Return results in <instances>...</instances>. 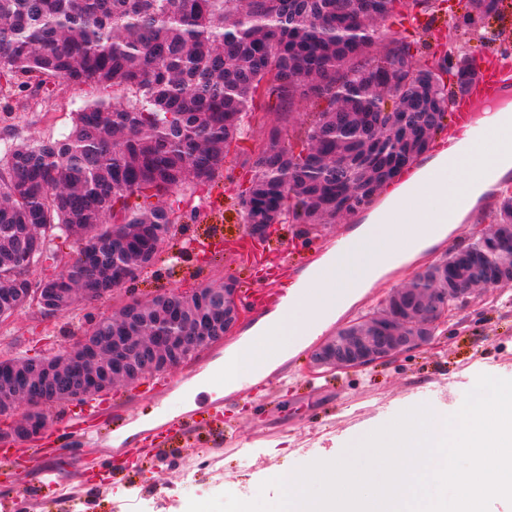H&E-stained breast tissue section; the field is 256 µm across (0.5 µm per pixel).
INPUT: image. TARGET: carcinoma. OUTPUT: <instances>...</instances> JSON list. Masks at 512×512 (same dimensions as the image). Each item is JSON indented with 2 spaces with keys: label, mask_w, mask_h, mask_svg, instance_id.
<instances>
[{
  "label": "carcinoma",
  "mask_w": 512,
  "mask_h": 512,
  "mask_svg": "<svg viewBox=\"0 0 512 512\" xmlns=\"http://www.w3.org/2000/svg\"><path fill=\"white\" fill-rule=\"evenodd\" d=\"M450 26L453 44L422 64L411 44L385 30L396 0H0V84L39 87L52 80L97 94L75 113L69 134L14 147L0 166V322L23 308L31 281L16 257H46L55 238H73L62 288L93 303L119 266L147 275L163 239L128 248L120 240L148 224L188 217L163 199L186 185L205 187L241 149L258 112L291 116L296 100L317 108L303 134L273 127L254 151L243 195L255 224L316 228L352 197L372 202L378 187L421 156L449 118L444 75L469 56L457 32L475 29L500 0H468ZM157 199L142 207L137 200ZM490 235L469 245L477 260L448 257L418 285L464 288L487 270L512 266V189H500ZM222 283L207 285L204 304ZM147 300L138 317L162 319ZM116 316L90 318L84 335L99 343ZM112 357L88 360L106 386ZM51 388L24 399L27 416L56 405Z\"/></svg>",
  "instance_id": "1"
}]
</instances>
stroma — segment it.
Masks as SVG:
<instances>
[{"mask_svg":"<svg viewBox=\"0 0 512 512\" xmlns=\"http://www.w3.org/2000/svg\"><path fill=\"white\" fill-rule=\"evenodd\" d=\"M466 5L467 0H437L434 11L420 22H388L389 34L410 42L418 57H425L436 47L434 33L447 29ZM88 96L87 88L61 81L50 92L32 85L0 91V163L20 142L68 133ZM302 120L298 114L284 124L278 114L268 113L262 123L252 124L242 150L230 155L208 186L173 193L170 204L195 209L196 216L172 232L167 252L182 251L189 237H203L217 228L225 243H238L242 183L254 144L279 125L285 133L296 134ZM497 202L494 196L481 200L455 233L392 270L341 315V323L373 313L381 297L402 287L413 272L469 244L480 226L491 224ZM357 223V215L350 214L322 226L311 245L299 240L296 225L281 224L269 244L282 247L287 261L263 275L227 257L203 267L165 260L156 274L140 283L139 292L145 298L165 287L190 292L229 275L247 293L261 288L266 277L272 290L279 291ZM84 326L80 310L46 319L37 308L23 309L0 324V351L57 353L80 336ZM436 336L433 346L395 362L318 377L310 375L308 353L302 350L268 377L220 401H211L205 392L197 394L192 401L204 426L191 434H181L172 422L165 432L144 430L115 443L106 429L113 414L141 417L150 412L164 417L183 410L191 401L188 386L209 364L223 358L228 345L220 343L170 374L149 376L136 387L102 396L98 422L104 431L95 456L103 482L85 479L82 449L61 441L54 428L44 442L48 454L37 455L35 463L18 475L0 468V512H187L189 500L225 492L245 501L260 495L275 501L279 491L269 484L273 474L298 470L318 458H339L364 434L410 408L449 410L462 405L479 375L512 379V284L477 292L473 304L456 306Z\"/></svg>","mask_w":512,"mask_h":512,"instance_id":"35a3bbf8","label":"stroma"}]
</instances>
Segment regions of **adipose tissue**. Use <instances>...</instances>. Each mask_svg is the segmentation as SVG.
Segmentation results:
<instances>
[{"label":"adipose tissue","instance_id":"adipose-tissue-1","mask_svg":"<svg viewBox=\"0 0 512 512\" xmlns=\"http://www.w3.org/2000/svg\"><path fill=\"white\" fill-rule=\"evenodd\" d=\"M512 171V102L461 125L450 147L364 216L346 251L328 250L300 273L278 308L201 375L205 389L231 392L268 376L308 345L396 264L432 247L460 224L490 184Z\"/></svg>","mask_w":512,"mask_h":512}]
</instances>
